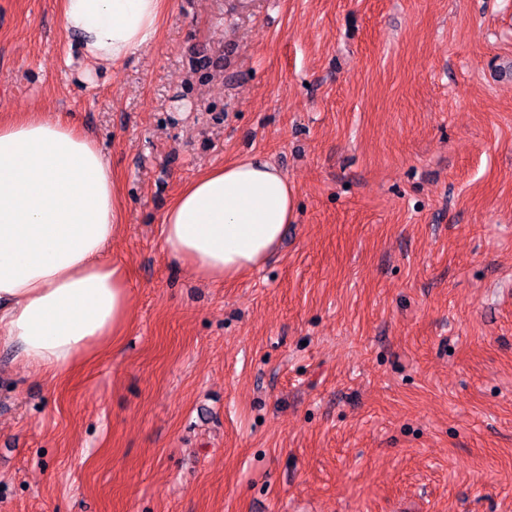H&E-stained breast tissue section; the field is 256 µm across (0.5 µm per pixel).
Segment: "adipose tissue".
<instances>
[{
  "mask_svg": "<svg viewBox=\"0 0 512 512\" xmlns=\"http://www.w3.org/2000/svg\"><path fill=\"white\" fill-rule=\"evenodd\" d=\"M58 4L84 57L111 67L156 42L166 0ZM122 208L111 161L75 123L44 112L0 121V345L15 363L54 379L124 334L131 284L107 253ZM296 208L275 166L227 162L172 201L164 250L199 279H233L277 251Z\"/></svg>",
  "mask_w": 512,
  "mask_h": 512,
  "instance_id": "obj_1",
  "label": "adipose tissue"
}]
</instances>
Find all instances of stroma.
Instances as JSON below:
<instances>
[{
    "instance_id": "obj_1",
    "label": "stroma",
    "mask_w": 512,
    "mask_h": 512,
    "mask_svg": "<svg viewBox=\"0 0 512 512\" xmlns=\"http://www.w3.org/2000/svg\"><path fill=\"white\" fill-rule=\"evenodd\" d=\"M511 63L512 0H168L108 69L56 0H0V120L105 150L131 280L54 382L0 347V512H512ZM247 157L296 219L199 280L162 216Z\"/></svg>"
}]
</instances>
